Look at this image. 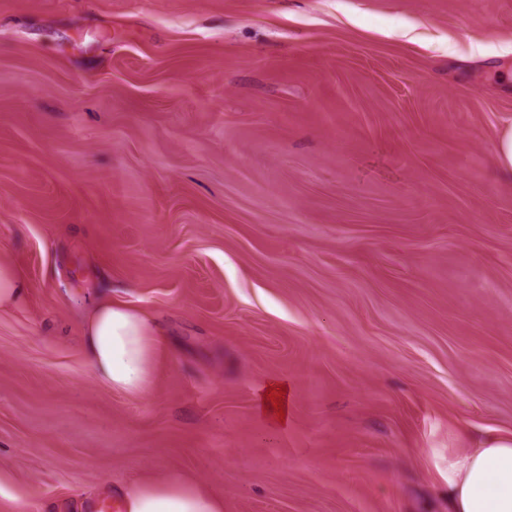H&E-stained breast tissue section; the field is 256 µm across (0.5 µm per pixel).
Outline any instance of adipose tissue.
<instances>
[{
  "instance_id": "1",
  "label": "adipose tissue",
  "mask_w": 512,
  "mask_h": 512,
  "mask_svg": "<svg viewBox=\"0 0 512 512\" xmlns=\"http://www.w3.org/2000/svg\"><path fill=\"white\" fill-rule=\"evenodd\" d=\"M83 345L96 378L141 395L152 384L167 339L144 311L97 298L85 319ZM449 512H512V435L478 439L448 458ZM125 512H224V501L178 477L145 479L119 492Z\"/></svg>"
}]
</instances>
